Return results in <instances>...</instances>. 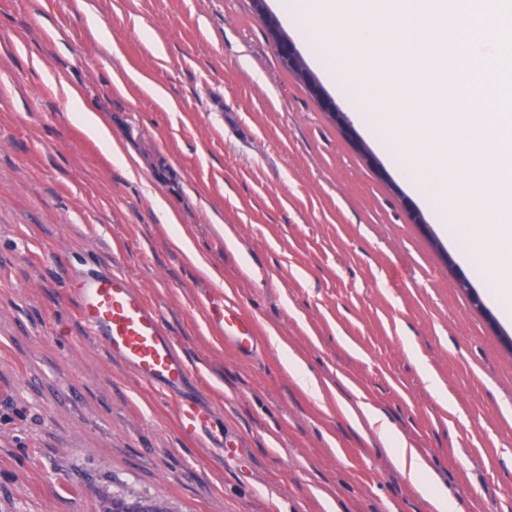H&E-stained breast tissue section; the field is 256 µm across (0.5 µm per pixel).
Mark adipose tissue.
<instances>
[{"instance_id": "ef3b65f1", "label": "adipose tissue", "mask_w": 512, "mask_h": 512, "mask_svg": "<svg viewBox=\"0 0 512 512\" xmlns=\"http://www.w3.org/2000/svg\"><path fill=\"white\" fill-rule=\"evenodd\" d=\"M345 412L353 422H366L371 429L377 432L387 447L393 448L392 460L396 467L408 470L417 484L427 485L436 512H456L455 504L449 503L441 489L436 485L427 484V465L424 460L403 446L400 437L391 430L388 422L380 413L368 408L359 411L350 406L346 407Z\"/></svg>"}]
</instances>
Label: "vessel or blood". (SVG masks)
Returning <instances> with one entry per match:
<instances>
[{"label":"vessel or blood","instance_id":"1","mask_svg":"<svg viewBox=\"0 0 512 512\" xmlns=\"http://www.w3.org/2000/svg\"><path fill=\"white\" fill-rule=\"evenodd\" d=\"M69 292L84 331L106 352L166 398L172 399L181 431L235 459L238 442L225 438L224 424L185 388L189 370L161 315L122 271L97 264L69 277ZM209 314L219 327L226 347L238 356L257 351L253 323L240 309L212 302Z\"/></svg>","mask_w":512,"mask_h":512}]
</instances>
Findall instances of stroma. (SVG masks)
<instances>
[{"mask_svg": "<svg viewBox=\"0 0 512 512\" xmlns=\"http://www.w3.org/2000/svg\"><path fill=\"white\" fill-rule=\"evenodd\" d=\"M282 33L251 0H0V512H101L122 488L170 512H435L345 402L461 512H512V322L373 135L324 110H349L328 80L318 99L286 68L282 45L309 53ZM85 262L159 310L239 461L84 333ZM214 294L254 320L253 358L209 323ZM82 123L84 131L90 138L102 143H112L110 129L97 114L83 113ZM360 409L367 425L375 430L385 445L394 449L393 463L400 469H407L413 480L420 486H425L437 512H456V504L448 503V497L436 485H426L427 465L416 453L408 452L402 445L400 437L389 427L386 419L378 412L360 405Z\"/></svg>", "mask_w": 512, "mask_h": 512, "instance_id": "35a3bbf8", "label": "stroma"}]
</instances>
